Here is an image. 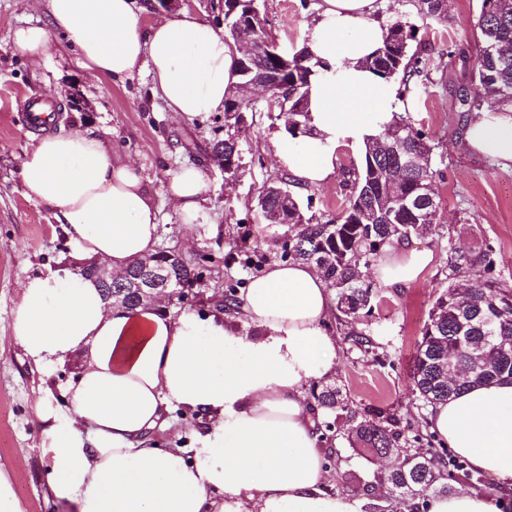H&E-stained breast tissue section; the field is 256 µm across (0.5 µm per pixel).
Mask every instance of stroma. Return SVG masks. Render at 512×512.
Returning <instances> with one entry per match:
<instances>
[{"instance_id": "stroma-1", "label": "stroma", "mask_w": 512, "mask_h": 512, "mask_svg": "<svg viewBox=\"0 0 512 512\" xmlns=\"http://www.w3.org/2000/svg\"><path fill=\"white\" fill-rule=\"evenodd\" d=\"M318 2L261 0L267 28L284 52L294 53L306 44L305 24ZM479 7L480 0H448V19L442 23L419 14L416 0H383L377 14L387 25H414L415 46L429 50L438 64L405 109L437 144L432 166L441 222L412 236L435 252V266L409 287L382 291L380 303L361 315L357 327L366 334V343H354L338 323L329 325L337 347L331 379L341 386L347 408L377 420L395 417L402 432L391 455L367 457L351 445L344 415L325 416L334 429L331 441L323 445L330 468L324 489L343 494L353 492L354 479L373 482L364 512H406L409 501L380 481V473L404 457L442 449L425 424L427 408L412 390L410 371L438 289L448 283L449 248L490 247L494 277L512 287V170L462 145L465 117L459 98L474 89ZM27 23L47 25V0H0V465L12 469L25 512H71L48 491L52 462L42 445L37 413L45 406L65 408L63 392L75 378L70 368L80 365L81 357L73 355L65 365L35 367L11 332L22 284L68 267L72 255L49 208L26 197L18 176L25 151L47 133L31 126V103L59 105L71 89L81 91L92 113H61L56 129L98 133L137 166L160 209L161 244L211 255L198 284L208 297L222 293L230 280L247 286L258 273L260 265L241 263L240 245L257 251L261 265L285 259V230L265 224L256 198L264 184L285 172L274 143L287 132L279 108L269 107L264 93L256 92L253 109L246 114L242 166L234 177H225L210 159L212 142L224 136L223 113L193 124L181 121L153 96L144 69L122 82L94 81L80 67L66 36L56 31L51 34L57 46L52 57L33 64L13 48L14 28ZM361 153L358 146H339L337 173L327 184L294 189L306 216L319 223L336 217L346 195L343 172L358 165ZM185 164L199 167L207 184L204 219L191 227L181 224L164 192L168 178Z\"/></svg>"}]
</instances>
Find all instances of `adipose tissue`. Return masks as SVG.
Instances as JSON below:
<instances>
[{
	"label": "adipose tissue",
	"instance_id": "adipose-tissue-1",
	"mask_svg": "<svg viewBox=\"0 0 512 512\" xmlns=\"http://www.w3.org/2000/svg\"><path fill=\"white\" fill-rule=\"evenodd\" d=\"M49 26L14 29V47L31 59L52 55L51 31L76 47L96 79L123 81L148 63L152 89L181 120L224 109L238 80L236 53L222 32L184 10L143 25L135 0H47ZM378 0H321L305 25L307 45L328 64L310 91L312 132L284 140L276 155L294 181L315 187L336 172V150L374 134L398 85L363 65L386 27ZM463 143L512 169V111L468 117ZM18 175L26 197L51 208L78 260L113 274L156 252L159 217L137 168L91 132L36 140ZM166 192L182 224L204 215L202 171L184 166ZM435 256L427 247L385 244L373 269L379 287L417 281ZM336 298L321 271L273 262L239 292L233 314L201 318L151 305L107 304L95 280L72 269L29 278L12 334L39 368L82 354L66 391L67 413L41 409L47 486L76 512H362V498L328 494L324 451L306 390L336 369L327 325ZM208 419L193 451L158 448L172 409ZM431 434L476 470L512 491V382L474 386L428 413ZM427 512H501L467 490L429 496Z\"/></svg>",
	"mask_w": 512,
	"mask_h": 512
}]
</instances>
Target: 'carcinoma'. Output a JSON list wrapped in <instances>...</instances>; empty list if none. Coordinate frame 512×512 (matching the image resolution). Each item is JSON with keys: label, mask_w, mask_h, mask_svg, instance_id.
I'll list each match as a JSON object with an SVG mask.
<instances>
[{"label": "carcinoma", "mask_w": 512, "mask_h": 512, "mask_svg": "<svg viewBox=\"0 0 512 512\" xmlns=\"http://www.w3.org/2000/svg\"><path fill=\"white\" fill-rule=\"evenodd\" d=\"M419 12L426 18L448 21V0H418ZM229 0H224V38L231 41V31L241 22L244 31L257 43L272 40L266 20L230 14ZM478 64L472 77L474 94L460 100L465 114L480 112L483 101L492 98L499 108H512V56L498 55L496 46L512 42V0H481L475 23ZM413 27L401 21L391 24L383 46L368 57L366 66L385 79L400 83L398 101L411 95L423 73L433 66L430 56L412 49ZM239 82L224 99V124H233L234 136L216 140L211 150L224 148V174L234 176L240 168L241 141L246 129L229 107L240 99L243 85L256 78L276 74L278 84L273 91L275 103L288 114L287 132L296 130L307 135L312 79L326 65L304 46L283 63L279 58L258 55L240 57L237 62ZM387 135V149L377 146L376 135ZM378 134L366 138L360 166L347 171L346 203L336 218L314 223L304 217L290 190L291 180L285 176L262 188L257 197L266 224H285L294 262L317 266L329 286L336 290L337 319L354 323L363 311H371L380 289L360 278L361 262L379 253L380 247L392 240L404 241L415 233L414 225L430 227L440 223V200L436 192L422 196L418 184H435L437 171L431 165L435 144L424 131L412 124L408 113L391 111L390 118L378 125ZM205 256H187L161 247L155 254V265L164 270L175 288L191 286L200 277ZM448 286L442 289L422 329L416 350L411 380L419 399L426 405L446 401L471 384H490L512 379V289L489 277L493 266L491 249L473 247L448 250ZM473 275L484 278L481 287L465 288ZM238 284L229 281L216 308L232 311L237 300ZM316 407L329 412L344 408L340 387L324 385L312 390ZM349 435L367 454L388 452L399 440L397 421L382 424L373 419L348 416ZM461 464L445 453L406 457L378 476L392 491L413 499L420 491L432 488L441 495L449 487L439 483L443 471Z\"/></svg>", "instance_id": "carcinoma-1"}]
</instances>
